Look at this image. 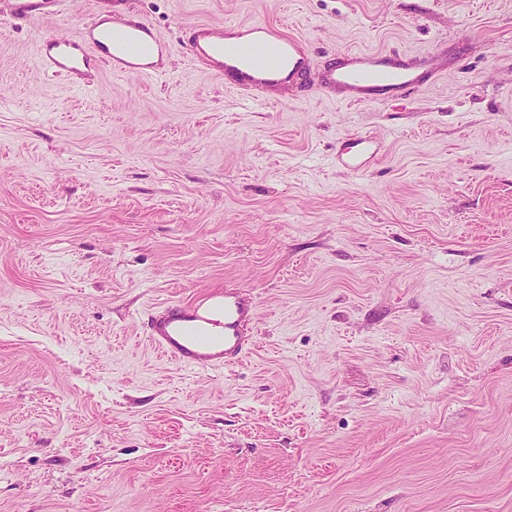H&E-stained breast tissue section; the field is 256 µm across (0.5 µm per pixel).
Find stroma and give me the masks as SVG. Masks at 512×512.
Listing matches in <instances>:
<instances>
[{"instance_id":"1","label":"stroma","mask_w":512,"mask_h":512,"mask_svg":"<svg viewBox=\"0 0 512 512\" xmlns=\"http://www.w3.org/2000/svg\"><path fill=\"white\" fill-rule=\"evenodd\" d=\"M131 2L448 68L264 108L177 52L80 95L37 45L112 0H0V512H512V0ZM212 288L253 347L186 372L147 314Z\"/></svg>"}]
</instances>
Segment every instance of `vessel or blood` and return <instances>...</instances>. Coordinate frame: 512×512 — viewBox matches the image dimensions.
Instances as JSON below:
<instances>
[{
  "label": "vessel or blood",
  "mask_w": 512,
  "mask_h": 512,
  "mask_svg": "<svg viewBox=\"0 0 512 512\" xmlns=\"http://www.w3.org/2000/svg\"><path fill=\"white\" fill-rule=\"evenodd\" d=\"M247 32L246 40L228 50L225 26L200 23L175 46L128 0H112L111 11L96 17L78 35L42 40L38 55L46 70L70 77L82 90L90 88L89 75L99 67L148 83L165 81L168 72L162 59L177 47L243 93L293 84L308 70L302 38L263 22L248 25ZM439 72L433 59L423 55L350 51L323 67L318 84L325 91L344 90L348 103L362 105L406 99ZM255 311L254 303L237 291L211 289L187 301L154 307L146 336L161 357L181 370H220L248 354L251 338L245 329Z\"/></svg>",
  "instance_id": "b4317fda"
}]
</instances>
